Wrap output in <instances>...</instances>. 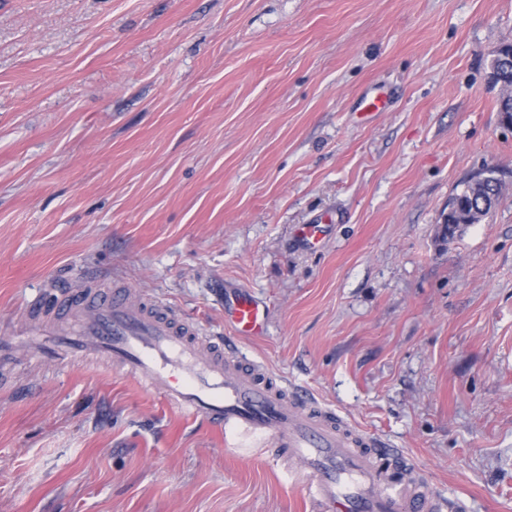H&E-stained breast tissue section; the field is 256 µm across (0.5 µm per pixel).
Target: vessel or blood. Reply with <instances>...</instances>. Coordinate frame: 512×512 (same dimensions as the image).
<instances>
[{
    "mask_svg": "<svg viewBox=\"0 0 512 512\" xmlns=\"http://www.w3.org/2000/svg\"><path fill=\"white\" fill-rule=\"evenodd\" d=\"M33 320L68 321L67 332L35 329L32 355L56 361L102 353L162 403L223 433L228 448H277L299 468L311 512H437L426 491L406 487L388 467L401 449L337 419L306 389L278 382L242 359L226 338L201 332L163 307L133 301L128 289L67 291L33 302ZM224 323L235 336L266 332L264 305L233 300Z\"/></svg>",
    "mask_w": 512,
    "mask_h": 512,
    "instance_id": "vessel-or-blood-1",
    "label": "vessel or blood"
}]
</instances>
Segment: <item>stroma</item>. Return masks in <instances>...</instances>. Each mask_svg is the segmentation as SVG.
<instances>
[{
  "label": "stroma",
  "instance_id": "obj_1",
  "mask_svg": "<svg viewBox=\"0 0 512 512\" xmlns=\"http://www.w3.org/2000/svg\"><path fill=\"white\" fill-rule=\"evenodd\" d=\"M510 42L512 0H0V336L59 285L216 331L249 292L247 358L512 512ZM488 169L498 205L442 241ZM295 472L101 356L0 374V512H310ZM503 49L493 55L490 72H493L496 83L512 86V44L504 45ZM266 324L265 306L252 297L240 296L228 306L224 302V325H228L236 336L245 339L264 336Z\"/></svg>",
  "mask_w": 512,
  "mask_h": 512
}]
</instances>
